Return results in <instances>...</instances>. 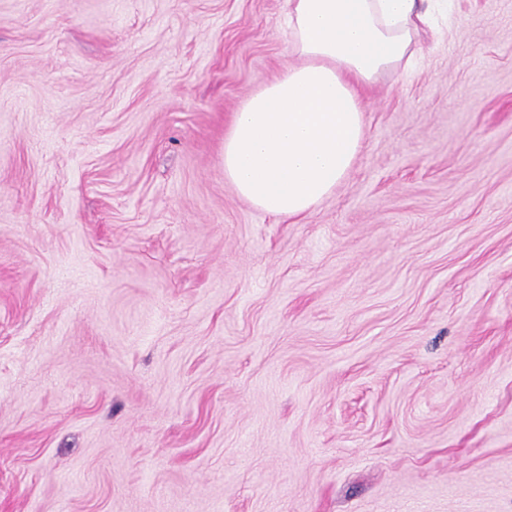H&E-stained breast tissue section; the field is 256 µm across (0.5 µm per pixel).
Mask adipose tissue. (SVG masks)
Here are the masks:
<instances>
[{
    "instance_id": "obj_1",
    "label": "adipose tissue",
    "mask_w": 512,
    "mask_h": 512,
    "mask_svg": "<svg viewBox=\"0 0 512 512\" xmlns=\"http://www.w3.org/2000/svg\"><path fill=\"white\" fill-rule=\"evenodd\" d=\"M288 54L224 134V179L253 207L295 221L350 174L365 141L363 91L433 35L425 0H288Z\"/></svg>"
}]
</instances>
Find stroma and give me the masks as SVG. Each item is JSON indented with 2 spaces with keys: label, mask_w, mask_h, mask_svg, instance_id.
Returning <instances> with one entry per match:
<instances>
[{
  "label": "stroma",
  "mask_w": 512,
  "mask_h": 512,
  "mask_svg": "<svg viewBox=\"0 0 512 512\" xmlns=\"http://www.w3.org/2000/svg\"><path fill=\"white\" fill-rule=\"evenodd\" d=\"M287 9L0 0V512H512V0L295 223L223 162Z\"/></svg>",
  "instance_id": "stroma-1"
}]
</instances>
